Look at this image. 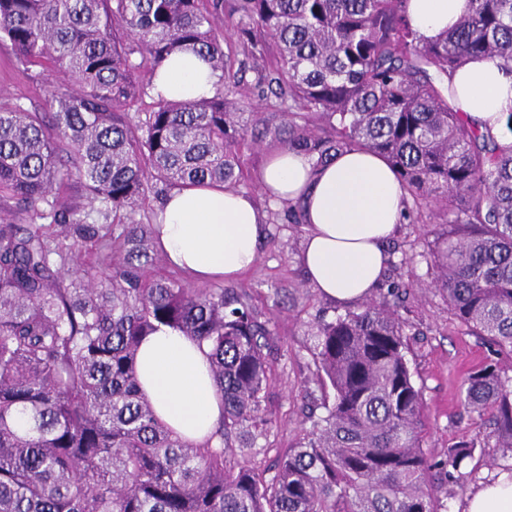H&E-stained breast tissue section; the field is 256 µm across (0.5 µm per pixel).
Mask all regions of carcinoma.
<instances>
[{
  "label": "carcinoma",
  "instance_id": "1",
  "mask_svg": "<svg viewBox=\"0 0 512 512\" xmlns=\"http://www.w3.org/2000/svg\"><path fill=\"white\" fill-rule=\"evenodd\" d=\"M409 2L0 0L18 61L78 86L51 112L0 109V512H440L422 390L385 296L312 325L321 396L274 474L230 455L269 452L275 318L245 290L155 277L149 200L246 186L249 149L297 150L315 169L368 150L416 210L449 205L425 290L508 356L471 371L461 402L512 454V111L494 131L452 85L474 59L512 73V0H470L434 39ZM187 52L219 74L215 94L154 96L158 68ZM88 241L100 259L81 270ZM163 327L210 349L224 412L201 443L140 389V344ZM474 450L448 449L449 483L473 475Z\"/></svg>",
  "mask_w": 512,
  "mask_h": 512
}]
</instances>
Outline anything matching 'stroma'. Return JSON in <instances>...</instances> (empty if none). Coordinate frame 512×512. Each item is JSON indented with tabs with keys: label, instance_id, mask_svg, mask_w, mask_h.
Instances as JSON below:
<instances>
[{
	"label": "stroma",
	"instance_id": "obj_1",
	"mask_svg": "<svg viewBox=\"0 0 512 512\" xmlns=\"http://www.w3.org/2000/svg\"><path fill=\"white\" fill-rule=\"evenodd\" d=\"M53 80L39 68H25L10 45L0 44V108L13 103L40 112L48 111ZM255 199L269 227L266 243L256 265L236 280V287L249 290L254 303L264 314H276L279 382L272 395L276 422L268 437L270 447L286 449L294 445L303 428V413L310 387L312 365L311 327L319 314H342L346 305L323 298L307 281L299 261L304 241L301 226L288 223L281 204L267 201L263 193ZM448 214L432 209L426 223L403 218L394 239L388 280L403 285L426 284L432 278L429 261L424 258L433 237L432 230L444 224ZM413 255L402 263L403 254ZM398 312L407 324L410 336L408 358L416 384L425 400L427 434L423 447L438 465V475L448 470V450L460 441L475 442L472 460L477 467L475 478L465 482L454 496L443 498L446 512H463L466 492L488 480L493 468L489 458L499 466L512 464L496 448L487 423L467 413L460 403V386L466 373L493 359L494 351L482 338L465 333L448 311L444 298L436 293L417 298L406 296Z\"/></svg>",
	"mask_w": 512,
	"mask_h": 512
}]
</instances>
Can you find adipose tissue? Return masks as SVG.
<instances>
[{
    "instance_id": "obj_1",
    "label": "adipose tissue",
    "mask_w": 512,
    "mask_h": 512,
    "mask_svg": "<svg viewBox=\"0 0 512 512\" xmlns=\"http://www.w3.org/2000/svg\"><path fill=\"white\" fill-rule=\"evenodd\" d=\"M468 6V0H410V21L421 36L434 38ZM217 81L197 56L180 55L159 68L153 92L167 99L209 97ZM454 85L459 111L478 123L499 128L502 114L512 110V74L491 62H469ZM258 183L274 201L304 204L301 263L311 285L334 301L370 297L405 204L402 184L385 159L354 150L315 173L306 156L280 150L269 156ZM160 213V249L173 268L195 280H236L259 258L266 228L250 193L209 184L177 187L164 197ZM135 369L157 416L183 440L199 443L210 436L223 401L205 346L164 328L143 340ZM463 512H512V473L500 472L469 493Z\"/></svg>"
}]
</instances>
